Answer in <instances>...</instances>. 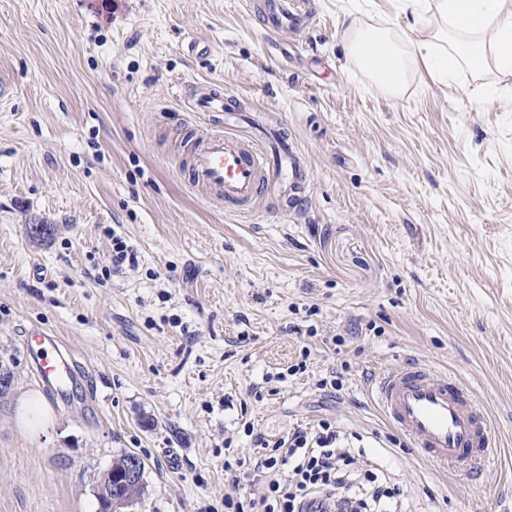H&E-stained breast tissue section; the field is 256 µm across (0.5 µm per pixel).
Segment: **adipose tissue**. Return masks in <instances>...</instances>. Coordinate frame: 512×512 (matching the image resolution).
Here are the masks:
<instances>
[{
	"instance_id": "ef3b65f1",
	"label": "adipose tissue",
	"mask_w": 512,
	"mask_h": 512,
	"mask_svg": "<svg viewBox=\"0 0 512 512\" xmlns=\"http://www.w3.org/2000/svg\"><path fill=\"white\" fill-rule=\"evenodd\" d=\"M413 15H431L429 33L410 36L383 24L351 22L345 32L350 57L387 97H398L409 76L494 68L512 75V0H403Z\"/></svg>"
}]
</instances>
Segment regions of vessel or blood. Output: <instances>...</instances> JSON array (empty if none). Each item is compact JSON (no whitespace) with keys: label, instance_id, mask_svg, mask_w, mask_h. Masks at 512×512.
<instances>
[{"label":"vessel or blood","instance_id":"b4317fda","mask_svg":"<svg viewBox=\"0 0 512 512\" xmlns=\"http://www.w3.org/2000/svg\"><path fill=\"white\" fill-rule=\"evenodd\" d=\"M190 111L225 112L219 88H201ZM301 187L305 170L299 153L284 139L211 131L191 149V181L224 201L226 210H247L278 179ZM55 337L33 331L26 346L35 351L38 375L50 389L67 386L78 368L74 360L53 356ZM371 393L387 420L431 463L471 471L489 463L496 450L492 427L472 390L436 366L409 361L377 373Z\"/></svg>","mask_w":512,"mask_h":512}]
</instances>
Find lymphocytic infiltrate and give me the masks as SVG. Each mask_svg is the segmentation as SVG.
Returning <instances> with one entry per match:
<instances>
[{
  "label": "lymphocytic infiltrate",
  "mask_w": 512,
  "mask_h": 512,
  "mask_svg": "<svg viewBox=\"0 0 512 512\" xmlns=\"http://www.w3.org/2000/svg\"><path fill=\"white\" fill-rule=\"evenodd\" d=\"M243 430L254 439V469L265 492L258 501L225 495L224 512H305L315 504L324 512H399L402 489L383 485L372 470L358 471L352 439L332 422L274 440L248 424Z\"/></svg>",
  "instance_id": "obj_1"
}]
</instances>
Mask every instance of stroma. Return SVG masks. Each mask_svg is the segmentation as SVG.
I'll return each instance as SVG.
<instances>
[{
  "label": "stroma",
  "instance_id": "1",
  "mask_svg": "<svg viewBox=\"0 0 512 512\" xmlns=\"http://www.w3.org/2000/svg\"><path fill=\"white\" fill-rule=\"evenodd\" d=\"M263 2L0 0V512H98L130 451L132 512H224L225 444L238 493H264L244 424L277 438L322 420L363 436L405 512H512V76L412 77L386 98L345 30L415 25L400 0H306L272 36ZM205 85L237 116L189 111ZM253 122L306 180L232 214L188 183L182 141ZM112 229L139 265L106 278L92 263ZM36 327L81 369L65 395L36 375ZM412 359L472 389L493 463L437 468L386 423L373 373ZM333 370L342 390L318 389ZM29 392L54 411L35 436L14 414ZM127 452L119 458L114 464L120 467L121 464L130 456L119 470L113 471V466L105 474V482L99 484L96 488V497L98 499L100 512H121V508H131L138 500L144 481V467L141 458ZM117 480L126 489L125 493L113 494L112 482Z\"/></svg>",
  "mask_w": 512,
  "mask_h": 512
}]
</instances>
